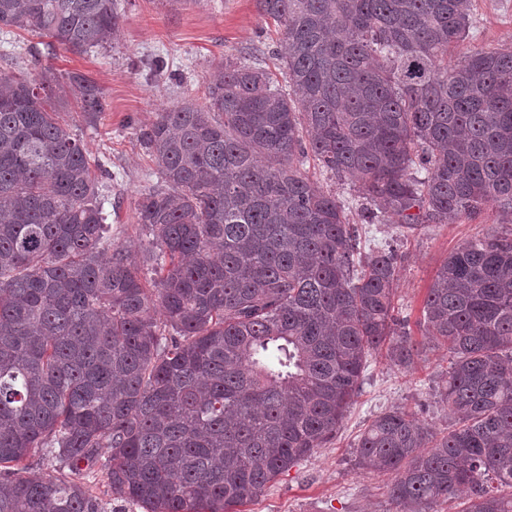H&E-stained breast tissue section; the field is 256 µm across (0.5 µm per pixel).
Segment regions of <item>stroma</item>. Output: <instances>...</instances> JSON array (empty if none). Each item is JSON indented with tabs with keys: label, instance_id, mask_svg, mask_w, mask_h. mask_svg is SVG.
<instances>
[{
	"label": "stroma",
	"instance_id": "stroma-1",
	"mask_svg": "<svg viewBox=\"0 0 512 512\" xmlns=\"http://www.w3.org/2000/svg\"><path fill=\"white\" fill-rule=\"evenodd\" d=\"M121 25L105 49L73 54L50 47L46 39L14 27L0 28V71L28 79L44 68L80 73L102 88L107 102L96 125L84 123L66 81L55 86L54 106L83 143L91 160L104 164L111 178L106 193L112 240L141 256L146 242L137 222L135 202L157 186L159 176L138 140L141 127L156 112L180 100H203L210 80L224 60H262L278 69L281 34L264 16L258 0H119ZM512 46V0H473V26L448 52L449 61L476 51ZM361 225L371 247L393 245L402 254L395 305L408 321L422 352L405 371L381 355L369 357L361 389L336 435L311 457L270 483L244 512H397L389 496L391 477L362 469L355 458L361 433L380 412L406 406L432 431L442 432L452 419L439 393L451 359L448 347L434 346L420 324L423 300L437 269L461 244L491 232L508 233L495 206L473 217L428 224L404 235L393 224Z\"/></svg>",
	"mask_w": 512,
	"mask_h": 512
}]
</instances>
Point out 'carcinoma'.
Masks as SVG:
<instances>
[{
  "label": "carcinoma",
  "mask_w": 512,
  "mask_h": 512,
  "mask_svg": "<svg viewBox=\"0 0 512 512\" xmlns=\"http://www.w3.org/2000/svg\"><path fill=\"white\" fill-rule=\"evenodd\" d=\"M279 26L285 86L228 61L205 102L156 114L139 141L160 185L140 195L142 264L109 237L101 165L60 122L54 76L0 74V512H105L79 482L23 476L41 448L100 466L146 512H241L336 435L369 356L409 368L395 314L400 257L364 251L350 202L308 155L358 182L369 224L408 232L490 203L512 215V48L448 65L472 0H258ZM117 0H0V26L83 54ZM89 124L102 89L67 76ZM449 345L455 425L377 415L358 464L389 472L400 512L467 489L466 512H512V233L467 241L428 288ZM306 170L317 185L327 193H336L337 196L348 198L350 194H355L350 181L338 182L336 177L324 169L312 158L305 165ZM343 183V184H341Z\"/></svg>",
  "instance_id": "1"
}]
</instances>
